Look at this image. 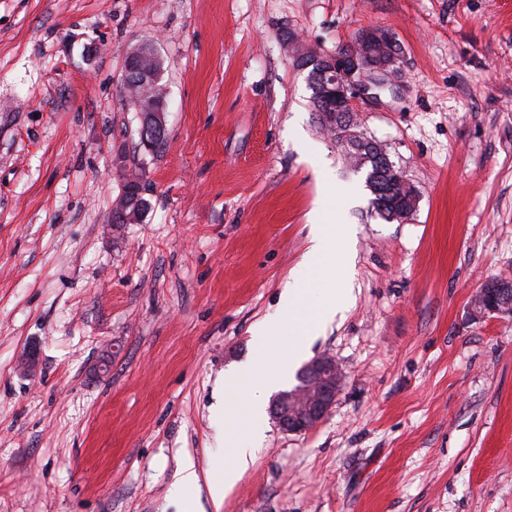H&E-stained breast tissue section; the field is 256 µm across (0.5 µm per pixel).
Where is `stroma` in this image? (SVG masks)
<instances>
[{
  "label": "stroma",
  "instance_id": "1",
  "mask_svg": "<svg viewBox=\"0 0 512 512\" xmlns=\"http://www.w3.org/2000/svg\"><path fill=\"white\" fill-rule=\"evenodd\" d=\"M368 26L403 55L358 122L417 189L377 217L285 33L324 53ZM162 61L168 142L140 145L125 54ZM151 208L109 227L125 170ZM327 210L347 306L309 345L342 383L304 433L266 420L222 500L249 403L228 372L294 339L309 216ZM512 0H0V512H512ZM34 353L35 367L20 362ZM234 420L219 429L216 408ZM475 318L488 315H512V290L503 286V282L492 279L485 282L472 304ZM235 447L236 448H232L233 468L224 472V482L209 480V489L214 499H218L226 494L238 474L248 468L249 461L253 458L252 447H244L240 444H236ZM200 474L194 460L188 456L184 459L179 477L173 485V494L187 504L195 497L200 488Z\"/></svg>",
  "mask_w": 512,
  "mask_h": 512
}]
</instances>
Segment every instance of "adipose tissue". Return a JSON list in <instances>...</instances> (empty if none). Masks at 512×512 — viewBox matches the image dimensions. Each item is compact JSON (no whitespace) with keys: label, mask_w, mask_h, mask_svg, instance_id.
Segmentation results:
<instances>
[{"label":"adipose tissue","mask_w":512,"mask_h":512,"mask_svg":"<svg viewBox=\"0 0 512 512\" xmlns=\"http://www.w3.org/2000/svg\"><path fill=\"white\" fill-rule=\"evenodd\" d=\"M282 303L293 317L295 329L302 337L301 342L292 346L287 360H284L276 371H269L262 355L258 354L234 370L229 376L230 381L245 387H264L281 380L286 376L292 363L306 352L308 340L315 337L323 324L336 314V306L332 303L322 306L314 314L304 311L301 307V291L297 288H285Z\"/></svg>","instance_id":"obj_1"}]
</instances>
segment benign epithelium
<instances>
[{"label":"benign epithelium","mask_w":512,"mask_h":512,"mask_svg":"<svg viewBox=\"0 0 512 512\" xmlns=\"http://www.w3.org/2000/svg\"><path fill=\"white\" fill-rule=\"evenodd\" d=\"M287 41L299 67L311 70L310 77L317 80L318 93L313 100L315 111L322 122L332 128L339 145L360 166L366 167L372 162L376 169L383 170L384 177L393 187L410 191L404 208L390 215L393 221L406 219L417 207V191L412 189L404 171L395 167L384 148L372 147L363 133L352 129L357 99L369 94L372 87L383 85L397 71L401 52L396 37L381 28L363 29L351 48L330 54L306 47L291 35ZM156 55L153 45L142 44L126 58V72L140 74V80L136 82L135 109L142 120V146L151 152L155 150L159 130L154 122L161 118L165 100L161 76L151 68ZM125 183L128 185L126 196L119 197L113 207L112 224H134L140 219L136 202L144 193L142 180L134 175L126 178ZM472 311L476 318L492 314L512 315V290L498 279L485 282L474 299ZM339 387L340 371L336 361L329 356L315 357L304 367L299 386L273 396L272 417L287 432L307 431L325 419Z\"/></svg>","instance_id":"obj_1"}]
</instances>
